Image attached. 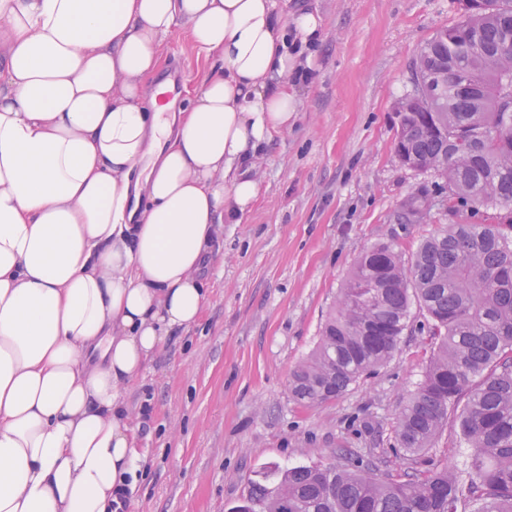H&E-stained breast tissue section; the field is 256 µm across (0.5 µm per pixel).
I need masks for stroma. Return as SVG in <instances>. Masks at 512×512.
<instances>
[{"label": "stroma", "instance_id": "1", "mask_svg": "<svg viewBox=\"0 0 512 512\" xmlns=\"http://www.w3.org/2000/svg\"><path fill=\"white\" fill-rule=\"evenodd\" d=\"M323 18L317 81L300 92L294 125L259 162L261 192L241 223L224 227L223 259L203 277L196 325L170 338L123 400L134 418L138 478L129 512H228L269 465L340 464L376 454L392 472L397 416L434 343L426 314L411 322L394 357L339 398L301 405L291 369L315 346L358 256L378 243L410 256L446 225L448 194L431 172L396 152L394 105L410 91L424 44L456 24L459 0H298ZM165 74L181 73L177 105L208 63L188 36L164 43ZM425 190L435 205L418 224L402 203Z\"/></svg>", "mask_w": 512, "mask_h": 512}]
</instances>
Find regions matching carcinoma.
Instances as JSON below:
<instances>
[{"instance_id": "1", "label": "carcinoma", "mask_w": 512, "mask_h": 512, "mask_svg": "<svg viewBox=\"0 0 512 512\" xmlns=\"http://www.w3.org/2000/svg\"><path fill=\"white\" fill-rule=\"evenodd\" d=\"M487 2L469 20L470 43L452 26L421 50L412 77H446L429 109L398 114L396 135L418 170L445 181L450 209L481 223L450 224L408 259L387 243L366 249L288 380L299 404L340 397L390 360L415 301L436 349L398 416L397 446L409 457L428 452L458 409L466 469L436 458L396 474L370 458L355 471L267 466L236 512H512V112L503 111L512 106V0ZM474 81L486 89L480 103L463 88ZM424 209L428 196L413 197L403 218Z\"/></svg>"}]
</instances>
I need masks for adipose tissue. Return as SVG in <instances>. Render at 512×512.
<instances>
[{"label":"adipose tissue","instance_id":"ef3b65f1","mask_svg":"<svg viewBox=\"0 0 512 512\" xmlns=\"http://www.w3.org/2000/svg\"><path fill=\"white\" fill-rule=\"evenodd\" d=\"M179 28L209 65L169 115ZM322 30L288 0H0V512H111L136 478L122 392L200 321Z\"/></svg>","mask_w":512,"mask_h":512}]
</instances>
